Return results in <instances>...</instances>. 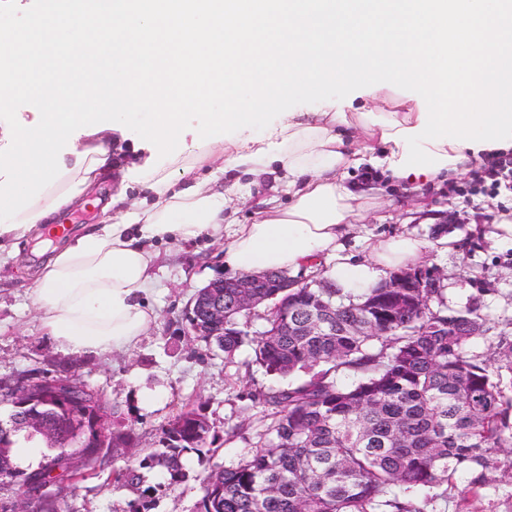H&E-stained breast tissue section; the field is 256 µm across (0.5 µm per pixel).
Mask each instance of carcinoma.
<instances>
[{"instance_id": "obj_1", "label": "carcinoma", "mask_w": 512, "mask_h": 512, "mask_svg": "<svg viewBox=\"0 0 512 512\" xmlns=\"http://www.w3.org/2000/svg\"><path fill=\"white\" fill-rule=\"evenodd\" d=\"M391 272L358 293L336 287L326 268L310 288H257L254 310L233 306L224 289L222 336L198 340L232 359L251 347L253 362L279 379L251 396L269 423L237 464L200 482V512H430L461 488L458 512L496 483L498 456L512 448V331L487 352L470 350L493 329L480 307L450 310L427 269L406 272L412 285L389 287ZM258 317L265 329L252 333ZM55 382L35 384L27 410L40 413L69 448H48L37 468H18L14 429H0V512L22 494L31 512H64V498L35 496L58 467L75 486L107 468L118 489H139L128 512H149L155 487L140 489L144 469L165 484L187 480L184 458L204 461L210 427L185 406L161 429L157 448L140 456L133 429L112 432V447L86 445L92 418L118 407L92 387L65 404L51 401ZM129 461L111 466V448Z\"/></svg>"}]
</instances>
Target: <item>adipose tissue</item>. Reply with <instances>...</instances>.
Here are the masks:
<instances>
[{"instance_id": "adipose-tissue-1", "label": "adipose tissue", "mask_w": 512, "mask_h": 512, "mask_svg": "<svg viewBox=\"0 0 512 512\" xmlns=\"http://www.w3.org/2000/svg\"><path fill=\"white\" fill-rule=\"evenodd\" d=\"M370 99L376 105L372 112H350L332 99L316 112L280 113L262 135L244 130L204 150H184L173 171L157 164L116 169L114 130L79 136L64 156L65 175L33 206L0 224V264L14 257L19 239L53 223L99 180L116 176L141 181L148 199L132 202L124 191L113 194L105 206L113 214L111 222L94 225L59 249L30 292L47 333L68 351L126 347L154 322L153 310L142 300L152 286L148 240L223 237L224 264L240 274L297 270L331 256L336 266L330 276L338 287H371L382 269L418 262L431 245L388 239L360 261L342 256L345 230L364 218L375 193L373 185L344 182L346 169L359 166L365 152L375 182H401L416 192L463 173L481 150L445 143L435 151L452 156L451 164L422 174H395L390 165L404 150L389 136L418 126L420 107L416 98L386 88L372 92ZM206 163L213 166L209 176L197 177V168ZM271 174L286 187L287 204L268 201L250 223H236L230 212L243 183L255 186Z\"/></svg>"}]
</instances>
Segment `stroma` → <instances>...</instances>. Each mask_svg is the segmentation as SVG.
I'll use <instances>...</instances> for the list:
<instances>
[{
	"label": "stroma",
	"mask_w": 512,
	"mask_h": 512,
	"mask_svg": "<svg viewBox=\"0 0 512 512\" xmlns=\"http://www.w3.org/2000/svg\"><path fill=\"white\" fill-rule=\"evenodd\" d=\"M480 162H471L459 178L426 186L419 195L390 189L377 200L365 220L343 238V253L367 256L379 241L410 236L433 243L424 267L440 276L450 309L478 305L497 328L512 323V241L496 236L503 215L512 212V192L471 194ZM117 182H101L58 221L76 231L99 223L101 209ZM36 240L20 242L19 254L0 266V378L38 368L49 373L74 371L122 412L123 425L133 426L138 445L156 446L162 427L183 406L199 407L215 437L211 465H235L249 450L240 440L225 441L224 428L244 425L249 433L266 420L250 393L271 380L252 363L251 348H241L233 362L222 352L188 336L186 310L198 288L224 276V243L207 236L149 243L155 258L153 287L145 297L156 320L131 346L105 352L65 351L46 333L32 303V277L41 262ZM189 479L164 487L153 496L150 512H199L198 477L204 472L196 456L186 461ZM137 491L115 489L106 477L82 483L70 494L75 512H127Z\"/></svg>",
	"instance_id": "stroma-1"
}]
</instances>
